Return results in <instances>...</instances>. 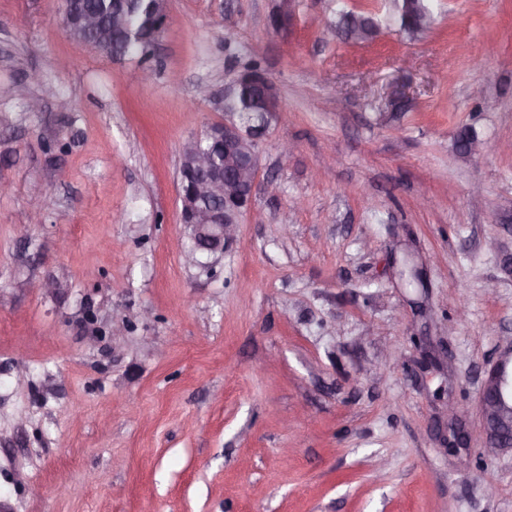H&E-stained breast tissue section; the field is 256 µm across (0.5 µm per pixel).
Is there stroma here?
Listing matches in <instances>:
<instances>
[{
    "mask_svg": "<svg viewBox=\"0 0 512 512\" xmlns=\"http://www.w3.org/2000/svg\"><path fill=\"white\" fill-rule=\"evenodd\" d=\"M435 4L356 44L336 12L378 0L280 29L281 0H168L143 61L71 38L63 0H0V512H512L479 412L512 337V0ZM249 60L282 110L193 265L181 146ZM448 450L452 453H459L460 450L469 449V434L461 425V415L454 403H448Z\"/></svg>",
    "mask_w": 512,
    "mask_h": 512,
    "instance_id": "stroma-1",
    "label": "stroma"
}]
</instances>
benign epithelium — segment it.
<instances>
[{
    "mask_svg": "<svg viewBox=\"0 0 512 512\" xmlns=\"http://www.w3.org/2000/svg\"><path fill=\"white\" fill-rule=\"evenodd\" d=\"M77 27L95 30L96 51L119 56V16L112 18V29L100 25L98 19L83 13L76 16ZM258 89L253 109L260 121L242 125L233 115L222 123L206 129L223 154L219 163L214 156L197 146V140L188 139L182 146L186 156L179 167L180 221L193 230L196 250L222 252L224 245L235 240L238 224L248 210L256 189L258 144L268 129V114L281 111L277 85L263 71L238 74L224 90V96L242 83ZM483 434L486 443L498 448L512 447V343L507 351L487 372L479 397ZM448 450L459 453L469 449V434L461 425V415L454 403H448Z\"/></svg>",
    "mask_w": 512,
    "mask_h": 512,
    "instance_id": "7a95c632",
    "label": "benign epithelium"
}]
</instances>
